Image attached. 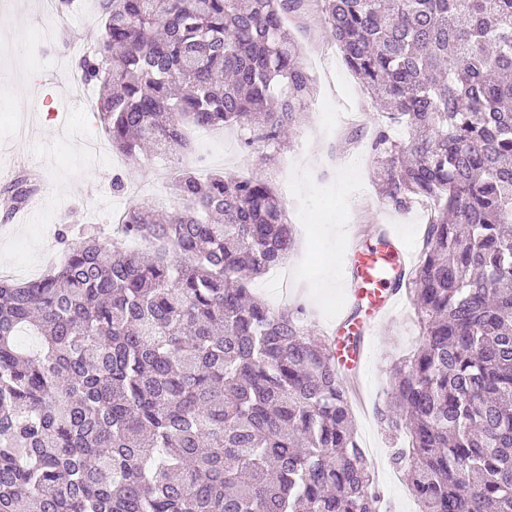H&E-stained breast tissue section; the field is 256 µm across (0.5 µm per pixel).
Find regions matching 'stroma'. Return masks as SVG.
I'll use <instances>...</instances> for the list:
<instances>
[{
	"mask_svg": "<svg viewBox=\"0 0 512 512\" xmlns=\"http://www.w3.org/2000/svg\"><path fill=\"white\" fill-rule=\"evenodd\" d=\"M41 22L39 14H25L21 0H0V188L21 174L38 176V191L27 213L0 217V277L28 281L60 262V225L96 224L108 234L115 210L133 202L145 200L172 209L167 186L180 166L228 177L244 168L270 177L284 163L293 169V193L302 206L288 211L298 241L287 260L291 286L281 290L278 279L266 274L253 282L252 289L270 304L303 306L304 323L315 336L328 332L343 307L342 288L329 290L320 282L327 269L341 271L346 244L357 226L392 224L409 250L419 253L424 230L419 208L395 212L376 185L379 162L371 142L379 111L342 58L326 59L333 41L314 17L290 26L316 93L304 106V125L290 135L286 148L275 153L248 150L241 137L216 134L192 140L189 151L133 165L111 150L88 155V141L104 144L108 137L92 109L66 92L76 77L75 54L86 51L98 29L91 0H72L69 20L54 41L13 40L19 27L35 28ZM116 176L125 181L119 192L112 189ZM326 213L337 221L332 239L318 223ZM420 340L411 300L403 298L374 337L362 370L373 412H352L356 440L369 448L368 467L389 512H416L417 505L403 472L390 463L393 441L377 411L391 402L394 367Z\"/></svg>",
	"mask_w": 512,
	"mask_h": 512,
	"instance_id": "35a3bbf8",
	"label": "stroma"
}]
</instances>
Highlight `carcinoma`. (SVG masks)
I'll list each match as a JSON object with an SVG mask.
<instances>
[{
	"instance_id": "obj_1",
	"label": "carcinoma",
	"mask_w": 512,
	"mask_h": 512,
	"mask_svg": "<svg viewBox=\"0 0 512 512\" xmlns=\"http://www.w3.org/2000/svg\"><path fill=\"white\" fill-rule=\"evenodd\" d=\"M99 6L78 70L133 160L189 150L190 126L284 146L315 91L288 23L315 8L387 114L382 195L429 206L405 284L422 341L382 413L409 438L391 464L418 512H512V0ZM171 190L165 218L133 203L110 241L62 224L61 264L0 278V512H378L331 347L251 291L295 247L281 197L258 173L184 169ZM33 193L17 178L3 205Z\"/></svg>"
}]
</instances>
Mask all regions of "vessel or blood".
Returning <instances> with one entry per match:
<instances>
[{
    "label": "vessel or blood",
    "instance_id": "b4317fda",
    "mask_svg": "<svg viewBox=\"0 0 512 512\" xmlns=\"http://www.w3.org/2000/svg\"><path fill=\"white\" fill-rule=\"evenodd\" d=\"M376 243L353 239L342 264L347 310L331 333L336 362L348 385L366 358L367 341L392 316L403 295L401 283L414 269L412 256L392 226L377 230Z\"/></svg>",
    "mask_w": 512,
    "mask_h": 512
}]
</instances>
